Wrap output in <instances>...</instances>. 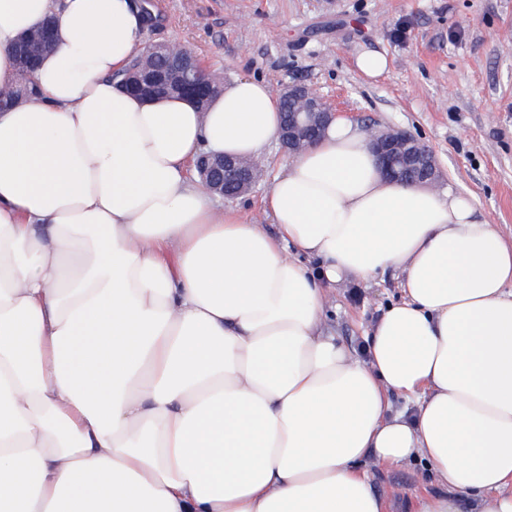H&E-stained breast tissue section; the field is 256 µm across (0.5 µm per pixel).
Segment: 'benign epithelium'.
<instances>
[{"instance_id": "7a95c632", "label": "benign epithelium", "mask_w": 512, "mask_h": 512, "mask_svg": "<svg viewBox=\"0 0 512 512\" xmlns=\"http://www.w3.org/2000/svg\"><path fill=\"white\" fill-rule=\"evenodd\" d=\"M53 43L50 25L39 28L36 41L25 40L15 48L19 72L28 67L31 57L48 52ZM167 51L164 44L145 47L137 68L127 71L124 82L145 98L153 99L158 91L172 95H190L203 105L211 98L214 84L209 74L197 65L192 52L175 61L166 72L152 66V59ZM281 98L292 102L290 111L283 113L277 142L288 154L299 153L315 143L336 120L338 112L324 97L302 83L283 87ZM370 148L383 175L406 185H434L442 178L437 157L432 149L408 130L399 128L371 131ZM197 173L207 189L226 201H234L251 193L260 181L258 167L253 162L205 153L196 161Z\"/></svg>"}]
</instances>
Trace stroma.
Here are the masks:
<instances>
[{
    "label": "stroma",
    "instance_id": "obj_1",
    "mask_svg": "<svg viewBox=\"0 0 512 512\" xmlns=\"http://www.w3.org/2000/svg\"><path fill=\"white\" fill-rule=\"evenodd\" d=\"M145 44L192 48L219 82L264 80L273 92L299 81L361 129L398 127L436 152L441 190L473 196L479 219L512 236V0H150ZM365 51L385 54L376 79L359 71ZM256 189L229 208L268 234L265 198L287 161L277 144L254 158ZM395 273L338 283L326 322L360 350L383 308L399 301ZM390 512H409L434 490L425 461L373 467Z\"/></svg>",
    "mask_w": 512,
    "mask_h": 512
}]
</instances>
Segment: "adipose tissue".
Wrapping results in <instances>:
<instances>
[{
  "label": "adipose tissue",
  "mask_w": 512,
  "mask_h": 512,
  "mask_svg": "<svg viewBox=\"0 0 512 512\" xmlns=\"http://www.w3.org/2000/svg\"><path fill=\"white\" fill-rule=\"evenodd\" d=\"M48 17L37 94L0 112V512H389L364 465L415 456L440 490L412 512H512V238L345 121L289 159L268 236L187 177L276 139L266 82L146 100L115 79L135 0H0V89ZM391 268L363 362L324 285Z\"/></svg>",
  "instance_id": "ef3b65f1"
}]
</instances>
